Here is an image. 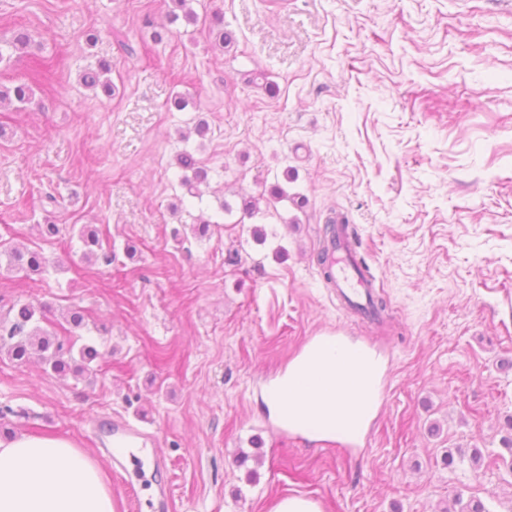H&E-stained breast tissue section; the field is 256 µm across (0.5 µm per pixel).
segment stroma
Returning <instances> with one entry per match:
<instances>
[{"instance_id": "stroma-1", "label": "stroma", "mask_w": 512, "mask_h": 512, "mask_svg": "<svg viewBox=\"0 0 512 512\" xmlns=\"http://www.w3.org/2000/svg\"><path fill=\"white\" fill-rule=\"evenodd\" d=\"M192 7L198 23L158 43L165 0H0V42L27 28L52 63L31 103L0 110V325L16 302L52 322L77 307L103 355L62 378L0 346L12 431L87 451L117 512H154L162 490L171 512H269L288 495L322 512H456L459 493L512 512V0ZM217 15L237 36L224 53ZM101 59L109 99L80 81ZM257 70L274 91L249 82ZM184 151L208 171L201 197L179 187ZM280 182L304 208L242 216L241 195ZM49 193L65 226L51 242ZM338 213L387 300L380 318L326 284L317 256ZM85 225L103 251L88 262ZM14 245L42 250L43 272L6 270ZM336 335L384 366L367 442L279 433L272 382L304 341ZM100 416L140 420L142 459L163 461L150 489L114 476Z\"/></svg>"}]
</instances>
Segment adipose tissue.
<instances>
[{
  "mask_svg": "<svg viewBox=\"0 0 512 512\" xmlns=\"http://www.w3.org/2000/svg\"><path fill=\"white\" fill-rule=\"evenodd\" d=\"M382 365L349 340H318L292 361L271 402L291 430L355 438L375 415ZM0 512H116L104 472L61 438L0 439Z\"/></svg>",
  "mask_w": 512,
  "mask_h": 512,
  "instance_id": "obj_1",
  "label": "adipose tissue"
}]
</instances>
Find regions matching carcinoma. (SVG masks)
Segmentation results:
<instances>
[{"instance_id": "1", "label": "carcinoma", "mask_w": 512, "mask_h": 512, "mask_svg": "<svg viewBox=\"0 0 512 512\" xmlns=\"http://www.w3.org/2000/svg\"><path fill=\"white\" fill-rule=\"evenodd\" d=\"M191 0H171L172 8L169 10V24L173 25L179 20L195 25L198 16L190 6ZM214 45L219 48H229L236 42V34L233 30L224 27V21L216 19L211 28ZM11 55L17 59L33 57V42L28 31L18 29L13 38L8 42ZM112 70L111 63L101 61L94 69L85 71L82 82L85 87L95 90L101 89L107 97H112V81L108 77ZM32 87L26 78L16 79L11 86H0V107H10L14 104H26L32 99ZM178 166L184 171L180 179V185L186 193L192 197L200 196V185L207 183V170L189 152L181 153L177 158ZM293 201V204L301 209L304 200H298L278 183L269 189L267 207H276V204L285 201ZM8 257V270L23 272L27 275L39 273L45 267L47 258L43 252L36 249L13 248L6 252ZM14 320L9 339L13 340L9 352L12 359L18 364H26L37 357L41 362L58 375L69 372L81 375L91 369V364L101 358L100 351L91 344L77 345L78 337L60 336L53 330H48L40 325L36 318V310L33 306L23 303L13 305ZM79 357H74V354Z\"/></svg>"}]
</instances>
